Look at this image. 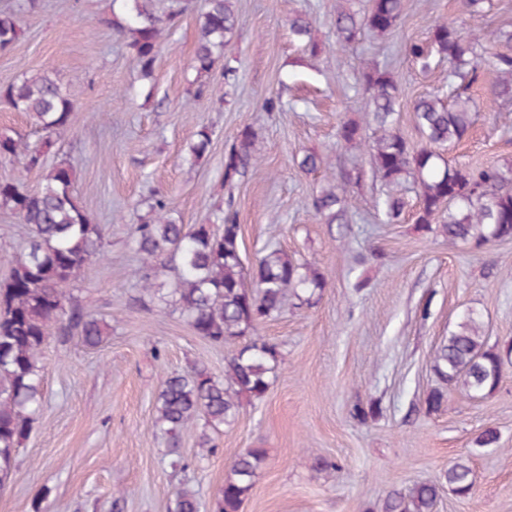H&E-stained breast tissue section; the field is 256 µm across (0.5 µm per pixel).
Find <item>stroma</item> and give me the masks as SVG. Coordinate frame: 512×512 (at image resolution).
<instances>
[{"mask_svg":"<svg viewBox=\"0 0 512 512\" xmlns=\"http://www.w3.org/2000/svg\"><path fill=\"white\" fill-rule=\"evenodd\" d=\"M21 2L0 0V11H18L22 28L13 47L0 51V86L45 71L76 94L68 126L50 137L54 153L76 170L80 206L104 230L106 258L85 268L76 296L112 333L96 348L75 337L48 339L41 411L0 487V512H168L181 489L216 512L225 470L252 446L265 448L266 462L241 512H380L390 491L439 482L461 456L472 468V492L460 498L441 490L436 512H512V357L492 394L470 399L453 389L431 414L422 404L438 385L435 347L463 311L481 314L499 348L512 346V240L482 251L449 246L416 228L409 186L401 190L402 223H381L382 186L369 154L337 140L340 122L364 115L356 87L375 61L397 81L402 135L420 144L413 103L443 88L447 67L421 71L406 45L435 22L464 19L461 0H408L395 30L363 31L345 48L332 25L336 0H233L238 26L211 77L226 93L198 101L187 90L206 0H187L150 81L112 27L111 0H40L32 13L19 11ZM299 12L323 46L318 56L304 54L289 31ZM228 66L235 70L229 86ZM494 79L486 73L472 88L477 119L451 163L512 159V124L493 122L488 111ZM271 95L281 99L273 111L263 106ZM201 125L210 128L211 145L190 163ZM246 125L258 134L260 164L228 187L224 151ZM313 151L330 165L308 174L298 162ZM357 171L363 177L350 192L348 223L321 221L313 196ZM156 197L187 225L214 222L233 198L245 265L275 246L326 277L313 305L287 304L258 328L284 354L265 396L232 425L208 430L199 419L174 440L152 426L162 379L194 366L223 377L234 349L196 336L176 305L141 291L131 231ZM26 238V225L0 209V282ZM372 403L379 413L355 417V406ZM487 428L496 429L497 447L475 445ZM204 430L216 449L202 458ZM175 453L185 466H171ZM318 456L337 469L316 468Z\"/></svg>","mask_w":512,"mask_h":512,"instance_id":"stroma-1","label":"stroma"}]
</instances>
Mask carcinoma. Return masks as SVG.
I'll use <instances>...</instances> for the list:
<instances>
[{
	"label": "carcinoma",
	"instance_id": "obj_1",
	"mask_svg": "<svg viewBox=\"0 0 512 512\" xmlns=\"http://www.w3.org/2000/svg\"><path fill=\"white\" fill-rule=\"evenodd\" d=\"M153 0H123L112 26L127 39L132 58L144 77L153 74L165 30L183 13L182 0H169L162 11ZM486 0H464L474 24H434L430 35L406 46L407 55L423 70L435 60L448 61V100L430 93L413 105L415 126L422 144H410L397 128V85L392 75L374 66L361 77L360 91L375 125L368 142L376 176L385 191L376 208L385 224L401 223L406 207L395 189L407 182L415 188V223L437 230L448 244L481 250L496 241L512 239V162L479 166L451 165L436 151L452 150L475 123L468 91L484 71L496 74L491 85L498 121L512 112V31L487 38L475 25L485 13ZM406 0H367L361 12L339 7L334 17L337 43L345 47L368 29L392 31L401 19ZM238 24L231 0H207L199 18L193 69L192 99L212 94L208 82L224 57ZM290 32L304 52L320 47L310 38L303 15L290 22ZM20 27L12 14H0V51L18 40ZM75 94L49 75L25 73L0 87V101L29 117L51 135L70 120ZM339 140H364L362 127L344 121ZM211 142V131L198 127L190 147L195 159ZM257 135L245 126L224 153V183L231 185L258 162ZM51 139L32 147L20 137L0 132V159L23 170L43 171L39 189L30 190L21 179L0 182V207L10 210L29 228L26 247L16 257L7 281L0 284V485L15 467L18 447L37 420L42 401L41 349L52 333L66 339L76 330L83 343L95 348L103 343L110 325L89 315L74 297L75 283L87 265L104 255L100 225L79 206L74 191L75 172L61 159L46 166ZM350 180L319 191L312 200L314 212L328 224L344 222L349 208ZM216 223L187 226L174 221L165 201L158 199L138 217L132 236L146 272L142 289L165 300L161 290L172 275L175 303L196 335L217 345H240L226 361L224 377L191 368L167 376L155 397L153 427L171 437L188 423L202 419L211 427L231 425L242 409V398L260 399L270 376L283 361L277 344L257 335L258 325L277 318L291 297L310 300L324 287L325 276L309 263H299L280 248L265 251L245 271L240 250L241 224L233 203L216 216ZM502 351L488 344L480 316L470 310L436 348L432 369L441 386L424 398L425 410L434 413L447 402L444 388L454 386L474 399L495 391L502 377ZM266 461V450L244 448L224 474L219 512H240L255 478ZM443 479L448 490L466 497L473 486L469 461L460 457L448 464ZM440 487L416 484L408 491L389 492L382 512H435ZM202 503L188 490L177 494L169 512H201Z\"/></svg>",
	"mask_w": 512,
	"mask_h": 512
}]
</instances>
